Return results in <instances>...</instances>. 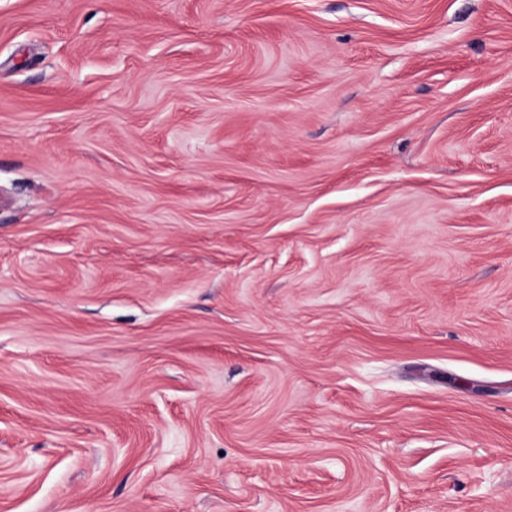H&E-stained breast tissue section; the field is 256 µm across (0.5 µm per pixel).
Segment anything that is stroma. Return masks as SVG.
<instances>
[{"label": "stroma", "instance_id": "35a3bbf8", "mask_svg": "<svg viewBox=\"0 0 512 512\" xmlns=\"http://www.w3.org/2000/svg\"><path fill=\"white\" fill-rule=\"evenodd\" d=\"M0 512H512V0H0Z\"/></svg>", "mask_w": 512, "mask_h": 512}]
</instances>
